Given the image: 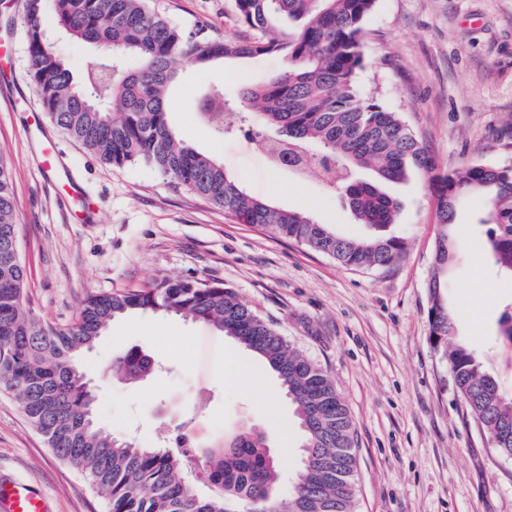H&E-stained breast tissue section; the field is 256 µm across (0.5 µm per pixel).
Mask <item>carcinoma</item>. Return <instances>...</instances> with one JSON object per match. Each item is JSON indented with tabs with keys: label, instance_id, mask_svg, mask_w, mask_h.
Segmentation results:
<instances>
[{
	"label": "carcinoma",
	"instance_id": "cac0c4a2",
	"mask_svg": "<svg viewBox=\"0 0 512 512\" xmlns=\"http://www.w3.org/2000/svg\"><path fill=\"white\" fill-rule=\"evenodd\" d=\"M59 30L98 50L97 68L75 78L53 48L42 23L44 0H25L24 26L31 76L54 124L104 162L144 163L175 185L202 196L243 224L293 240L346 268L397 264L405 244L394 236H343L308 214L275 208L249 194L223 165L184 141L170 126L169 91L183 67L226 58L284 53V73L243 87L241 102L276 127L275 140L298 150L320 148L332 169L326 183L348 203L356 220L377 229L397 222L401 203L384 190L413 173L430 177L436 219L434 272L428 281L429 339L448 364L457 392L478 429L497 451L512 457V395L486 374L473 351L454 341L453 319L441 274L454 239V204L463 193L488 192L484 224H492L489 252L512 274V165L474 162L452 174L436 173L426 146L376 99L356 85L363 69V22L376 0H235L240 21L258 36L240 42L209 39L152 11L147 0H51ZM139 64L127 66L124 58ZM222 135L241 111L224 103V85L207 88L197 106ZM371 169L372 181L357 178ZM18 247L11 170L0 157V385L15 393L52 453L75 465L106 512H352L355 428L341 392L327 372L293 346L224 284L161 276L128 293L98 292L81 302L76 320L50 325L24 310L26 269ZM136 313L174 314L215 327L259 355L275 373L302 430L301 455L288 497L278 496L280 472L267 436L242 428L219 448L185 447L187 413L163 444L147 448L111 434L93 419V388L76 361L116 319ZM153 357L133 347L112 359V374L136 383L151 376ZM210 486L198 492L197 483Z\"/></svg>",
	"mask_w": 512,
	"mask_h": 512
}]
</instances>
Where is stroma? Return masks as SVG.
Here are the masks:
<instances>
[{"label":"stroma","mask_w":512,"mask_h":512,"mask_svg":"<svg viewBox=\"0 0 512 512\" xmlns=\"http://www.w3.org/2000/svg\"><path fill=\"white\" fill-rule=\"evenodd\" d=\"M172 23L204 28L234 42L252 37L234 0H150ZM24 0H0V155L10 164L18 246L27 270V306L37 318L71 323L90 292H123L155 278L195 276L223 282L307 356L341 391L356 431L353 512H512V458L500 455L458 396L447 364L429 340L427 282L439 232L427 176L391 186L402 203L386 233L404 240L388 269H349L294 241L242 224L223 209L175 187L145 164L116 167L40 113L42 139L28 138L24 100H36L22 20ZM43 23L76 74L98 52L57 31L52 8ZM361 98L398 113L440 170L473 162L512 164V0H376L365 22ZM288 68L283 55L227 60L186 69L170 114L182 138L223 164L225 173L271 205L308 212L348 236L371 235L346 201L317 180L274 168L244 132L216 134L195 110L202 93L224 96ZM97 204L101 219L66 214L36 166L43 140ZM485 198L463 195L453 227L456 249L444 275L456 334L483 370L512 390V345L499 321L512 309V276L487 254ZM133 347L163 364L135 385L114 380L112 358ZM255 377L245 385L241 368ZM99 423L154 445L179 424L187 406L205 447L242 427L271 440L284 485L300 456L301 430L279 380L252 351L212 326L163 314L115 320L85 357ZM0 481L43 493L53 512H105L80 471L59 460L18 402L0 390Z\"/></svg>","instance_id":"obj_1"}]
</instances>
